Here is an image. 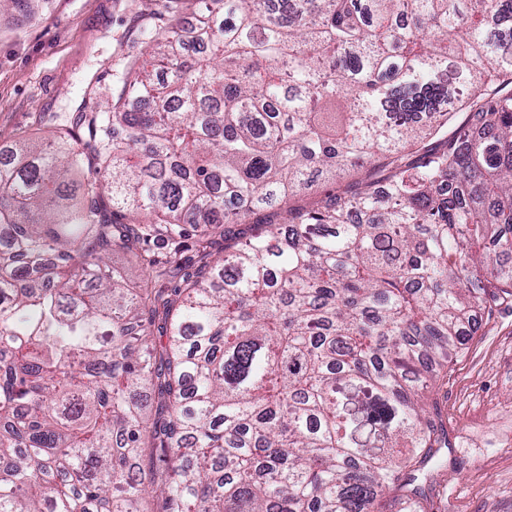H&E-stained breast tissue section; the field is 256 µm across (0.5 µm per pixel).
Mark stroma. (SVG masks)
<instances>
[{"mask_svg":"<svg viewBox=\"0 0 512 512\" xmlns=\"http://www.w3.org/2000/svg\"><path fill=\"white\" fill-rule=\"evenodd\" d=\"M198 0H24L0 11V156L16 141L47 137L54 123L126 94L122 78L148 42L175 20L191 22ZM374 161L343 179H320L283 207L225 227V243L282 223L289 209L383 179ZM471 339L431 390L448 423L446 464L436 474L441 512H512V302L479 314Z\"/></svg>","mask_w":512,"mask_h":512,"instance_id":"35a3bbf8","label":"stroma"}]
</instances>
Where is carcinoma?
Listing matches in <instances>:
<instances>
[{
  "label": "carcinoma",
  "mask_w": 512,
  "mask_h": 512,
  "mask_svg": "<svg viewBox=\"0 0 512 512\" xmlns=\"http://www.w3.org/2000/svg\"><path fill=\"white\" fill-rule=\"evenodd\" d=\"M202 2L124 80L152 108L0 161V512H432L448 429L418 364L512 302V0ZM375 158L382 182L164 291L108 268L163 276L190 231L204 251ZM116 264L122 268L131 287L141 285L148 278L149 271L132 253H120L115 256Z\"/></svg>",
  "instance_id": "carcinoma-1"
}]
</instances>
